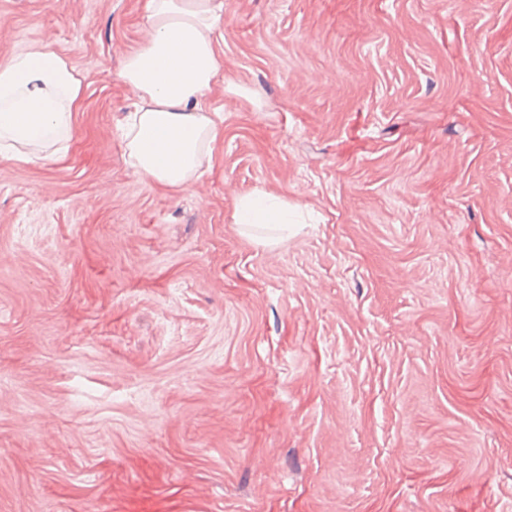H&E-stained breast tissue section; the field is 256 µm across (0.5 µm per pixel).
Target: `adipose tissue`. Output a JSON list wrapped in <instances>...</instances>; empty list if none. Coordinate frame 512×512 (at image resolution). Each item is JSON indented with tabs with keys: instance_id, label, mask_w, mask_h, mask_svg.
<instances>
[{
	"instance_id": "1",
	"label": "adipose tissue",
	"mask_w": 512,
	"mask_h": 512,
	"mask_svg": "<svg viewBox=\"0 0 512 512\" xmlns=\"http://www.w3.org/2000/svg\"><path fill=\"white\" fill-rule=\"evenodd\" d=\"M141 43L119 73L131 93L121 141L133 166L167 189L195 181L224 134L209 104L224 72L215 44L224 30L220 0H144ZM82 82L49 45L0 60V157L26 164L63 158L70 146ZM244 224H283L288 204L243 197Z\"/></svg>"
}]
</instances>
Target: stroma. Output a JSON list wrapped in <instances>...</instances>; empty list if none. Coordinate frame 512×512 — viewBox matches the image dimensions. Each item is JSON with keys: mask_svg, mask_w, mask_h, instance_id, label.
I'll return each instance as SVG.
<instances>
[{"mask_svg": "<svg viewBox=\"0 0 512 512\" xmlns=\"http://www.w3.org/2000/svg\"><path fill=\"white\" fill-rule=\"evenodd\" d=\"M222 3L172 191L119 138L142 0H0L84 85L0 159V512H512V0ZM242 224H285L288 221V202L274 197L241 198L237 205Z\"/></svg>", "mask_w": 512, "mask_h": 512, "instance_id": "35a3bbf8", "label": "stroma"}]
</instances>
